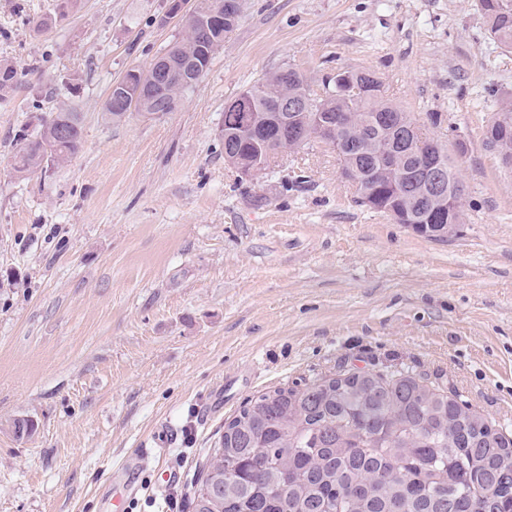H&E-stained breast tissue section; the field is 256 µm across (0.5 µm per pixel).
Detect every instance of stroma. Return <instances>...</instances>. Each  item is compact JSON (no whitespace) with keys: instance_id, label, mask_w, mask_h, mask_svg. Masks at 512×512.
I'll list each match as a JSON object with an SVG mask.
<instances>
[{"instance_id":"stroma-1","label":"stroma","mask_w":512,"mask_h":512,"mask_svg":"<svg viewBox=\"0 0 512 512\" xmlns=\"http://www.w3.org/2000/svg\"><path fill=\"white\" fill-rule=\"evenodd\" d=\"M0 0V512H102L115 466L150 449L126 512H181L252 398L339 372L410 369L512 426V167L486 146L512 49L478 0H244L169 113L104 122L112 85L182 34L168 0ZM286 66L366 70L448 148L463 222L439 242L356 201L336 152L224 160V106ZM79 112L84 149L26 179L31 114ZM440 117L433 126L431 117ZM467 144L456 152L457 139ZM33 431L16 437L13 423ZM177 447L154 449L159 424Z\"/></svg>"}]
</instances>
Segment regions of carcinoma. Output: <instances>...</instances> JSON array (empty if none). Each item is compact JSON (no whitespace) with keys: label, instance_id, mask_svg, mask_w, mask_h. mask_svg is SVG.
I'll use <instances>...</instances> for the list:
<instances>
[{"label":"carcinoma","instance_id":"cac0c4a2","mask_svg":"<svg viewBox=\"0 0 512 512\" xmlns=\"http://www.w3.org/2000/svg\"><path fill=\"white\" fill-rule=\"evenodd\" d=\"M488 31L512 49V0H479ZM243 7L224 12L227 29L206 15L187 23L185 35L162 50L172 77L157 100L134 99L148 81L130 69L117 81L127 106L105 105L119 122L173 111L196 87L224 31H233ZM372 73L345 70L325 80L326 95L308 112H286L284 102L310 89L287 66L264 76L224 106V160L248 169L286 150L319 143L318 121L336 117L338 156L363 178L360 205L392 211L434 240L448 237V197L425 203L431 174L423 161L457 173L439 140L409 131V113L385 100ZM18 70L0 61V95L14 90ZM359 87L357 95L353 87ZM498 122L485 144L512 165V98L501 100ZM288 126L295 142L282 134ZM84 146L81 118L61 111L44 117L19 140L12 155L16 177L61 165ZM193 512H512V429L483 415L451 391L408 370L360 371L277 387L251 399L224 422L192 487Z\"/></svg>","mask_w":512,"mask_h":512}]
</instances>
